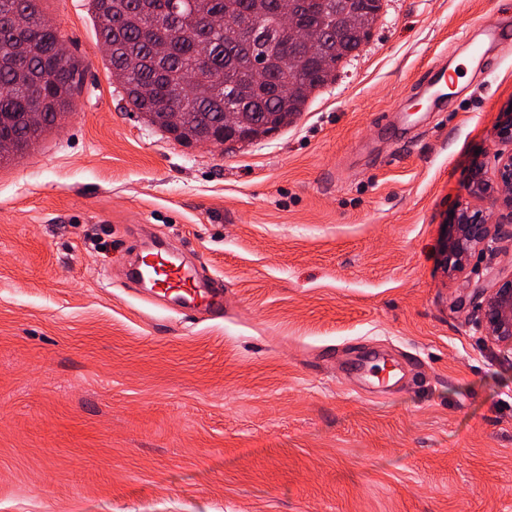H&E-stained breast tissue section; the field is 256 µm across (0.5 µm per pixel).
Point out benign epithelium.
I'll return each instance as SVG.
<instances>
[{"label":"benign epithelium","instance_id":"1","mask_svg":"<svg viewBox=\"0 0 512 512\" xmlns=\"http://www.w3.org/2000/svg\"><path fill=\"white\" fill-rule=\"evenodd\" d=\"M497 142L510 146L495 154L494 172L483 161L473 164L468 181L470 201L459 205L442 244L441 263L448 277L462 276L476 256L498 252L504 226L512 224V109L500 113ZM488 201L491 207L481 206ZM478 327L496 346L512 351V275L499 276L482 289Z\"/></svg>","mask_w":512,"mask_h":512}]
</instances>
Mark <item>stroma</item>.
I'll use <instances>...</instances> for the list:
<instances>
[{"instance_id": "35a3bbf8", "label": "stroma", "mask_w": 512, "mask_h": 512, "mask_svg": "<svg viewBox=\"0 0 512 512\" xmlns=\"http://www.w3.org/2000/svg\"><path fill=\"white\" fill-rule=\"evenodd\" d=\"M291 125L183 145L112 84L88 0H44L85 70L0 164V512H512V352L440 265L512 108V0H381ZM465 74L424 110L418 76ZM406 109L393 113L397 100ZM157 238L224 282L207 320L108 257ZM480 30L486 36L489 45L500 49L512 48V24L501 17H491L479 24Z\"/></svg>"}]
</instances>
